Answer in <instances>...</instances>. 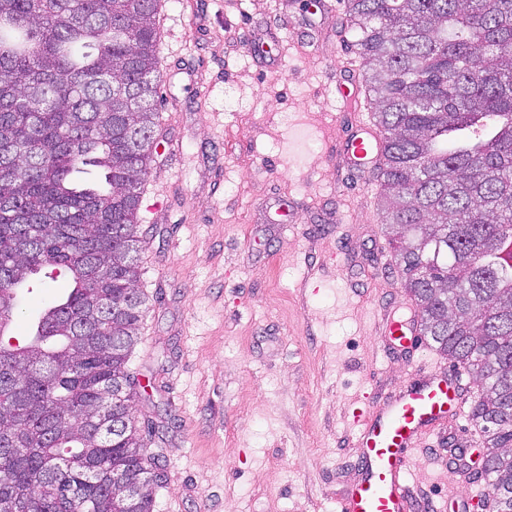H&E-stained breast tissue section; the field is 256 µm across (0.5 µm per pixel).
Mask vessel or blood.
<instances>
[{
	"label": "vessel or blood",
	"mask_w": 512,
	"mask_h": 512,
	"mask_svg": "<svg viewBox=\"0 0 512 512\" xmlns=\"http://www.w3.org/2000/svg\"><path fill=\"white\" fill-rule=\"evenodd\" d=\"M381 154L382 137L372 119H360L343 144L346 165L363 174ZM418 320L414 309L405 317L388 313L381 321L385 343L400 351L421 349ZM465 400L461 375L410 374L398 393L363 420L357 439L362 475L340 501L339 512H416L408 479L411 454L422 438L444 440L450 417L462 414Z\"/></svg>",
	"instance_id": "vessel-or-blood-1"
}]
</instances>
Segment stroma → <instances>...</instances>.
<instances>
[{"label":"stroma","mask_w":512,"mask_h":512,"mask_svg":"<svg viewBox=\"0 0 512 512\" xmlns=\"http://www.w3.org/2000/svg\"><path fill=\"white\" fill-rule=\"evenodd\" d=\"M332 6L164 2L162 30L183 35L158 47L157 134L177 151L150 173L165 210L140 213L150 308L130 361L134 413L163 469L153 512H337L361 475L355 415L449 363L380 341L382 310L407 296L379 188L342 163L356 88L336 75L362 60L342 0ZM69 286L31 276L12 336L25 340ZM448 430L475 472L482 432L466 412ZM409 479L414 499L458 512L447 446L426 448Z\"/></svg>","instance_id":"obj_1"}]
</instances>
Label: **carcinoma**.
Returning <instances> with one entry per match:
<instances>
[{
	"label": "carcinoma",
	"mask_w": 512,
	"mask_h": 512,
	"mask_svg": "<svg viewBox=\"0 0 512 512\" xmlns=\"http://www.w3.org/2000/svg\"><path fill=\"white\" fill-rule=\"evenodd\" d=\"M161 0H0V337L43 267L74 287L0 343V512H153L132 413L148 296ZM375 104L395 265L423 336L475 378L494 512H512V0H346Z\"/></svg>",
	"instance_id": "obj_1"
}]
</instances>
